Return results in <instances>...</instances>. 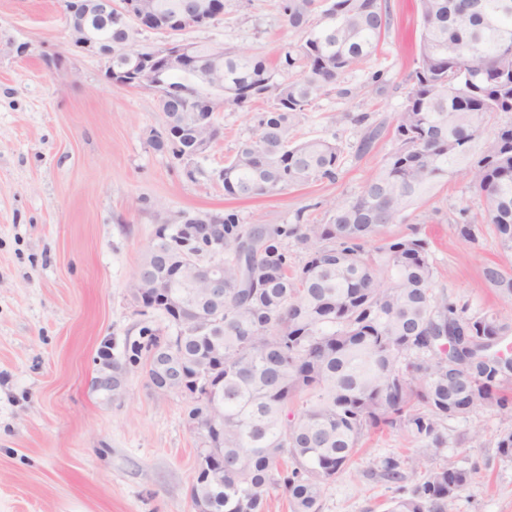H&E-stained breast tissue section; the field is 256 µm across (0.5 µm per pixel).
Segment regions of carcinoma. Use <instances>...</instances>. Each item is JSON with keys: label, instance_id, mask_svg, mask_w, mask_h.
Masks as SVG:
<instances>
[{"label": "carcinoma", "instance_id": "carcinoma-1", "mask_svg": "<svg viewBox=\"0 0 512 512\" xmlns=\"http://www.w3.org/2000/svg\"><path fill=\"white\" fill-rule=\"evenodd\" d=\"M315 0H280L288 27L302 34L280 64L302 68L301 77L274 81L267 60L224 50V87L197 88L190 74H166L175 88L165 112H190L208 99L245 107L272 101L255 135L224 162L225 194H279L312 181H334L343 151L326 139L299 140L300 116L325 89L376 54L389 26L381 0H329L311 22ZM421 30L416 68L394 128L395 148L362 190L334 204L323 224H244L225 212L218 224L191 218L170 230L161 225L153 245L181 242L182 273L155 263L148 249L142 266L163 289L151 306L167 320L174 370L199 382L214 404L218 437L201 441L198 470L209 480L192 488L193 506L210 512H263L270 489L282 490L291 512H320L325 488L339 477L362 440L381 425L408 432L420 457L405 463L392 455L383 476L399 484L416 475L424 459L447 447L445 422L478 407L496 408L512 421L502 391L512 365L495 347L512 334V322L493 313L469 315L435 291L437 270L429 241L418 233L391 234L406 212L440 178L465 171L482 202L479 222L455 225L468 244L479 241L477 224L494 228L500 248L512 253V0H419ZM93 32L112 41V74L128 77L136 62L117 53L130 28L95 20ZM152 147L170 152L194 175L192 130L158 133ZM305 254L296 267L284 240ZM223 252L224 296L201 295L188 282L199 264V243ZM251 285H240L241 266ZM483 278L512 300V267L490 263ZM185 303L205 310L207 324L184 319ZM452 344L444 352L442 346ZM464 375L448 384V363ZM512 461V428L497 441ZM469 482L451 463L390 501L386 512H448Z\"/></svg>", "mask_w": 512, "mask_h": 512}]
</instances>
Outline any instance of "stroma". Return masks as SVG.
<instances>
[{"label": "stroma", "mask_w": 512, "mask_h": 512, "mask_svg": "<svg viewBox=\"0 0 512 512\" xmlns=\"http://www.w3.org/2000/svg\"><path fill=\"white\" fill-rule=\"evenodd\" d=\"M385 2L390 26L377 53L341 80L353 95L319 96L295 128L298 139L342 147L336 180L241 198L212 173L252 137L267 100L223 106L220 136L188 177L182 161L150 145L166 123L155 94L113 87L106 59L69 46L66 0H0V512H194L200 440L191 402L156 391L145 360H134L136 346L164 340L166 322L134 303L130 284L162 222L232 210L245 224H292L300 214L323 223L330 203L359 193L394 146L417 55V0ZM277 4L224 0L223 15L178 38L260 55L276 82L294 81L300 68L280 67L279 58L301 35ZM379 69L386 84L371 80ZM362 113L382 127L364 155L356 146L365 127L354 121ZM479 210L459 174L392 230L428 238L436 292L468 313L512 321V300L481 275L512 255L489 225L475 246L454 231ZM504 426L493 408L448 420L447 448L418 474L446 461L469 471L451 512H512V462L496 448ZM476 434L482 447L470 445ZM418 448L403 430L371 433L326 487L321 512H385L398 488L382 478L383 460Z\"/></svg>", "instance_id": "1"}]
</instances>
